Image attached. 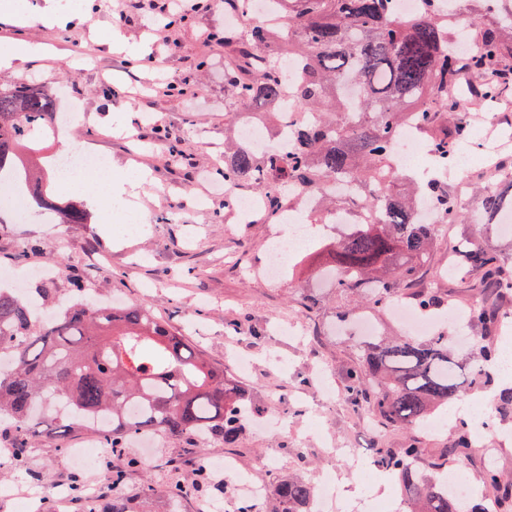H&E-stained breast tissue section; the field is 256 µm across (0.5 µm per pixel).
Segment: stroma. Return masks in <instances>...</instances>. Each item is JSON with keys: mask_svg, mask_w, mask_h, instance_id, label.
I'll return each mask as SVG.
<instances>
[{"mask_svg": "<svg viewBox=\"0 0 512 512\" xmlns=\"http://www.w3.org/2000/svg\"><path fill=\"white\" fill-rule=\"evenodd\" d=\"M159 2L131 0L125 21L116 24L113 0H60L59 9L72 16L61 27L31 21L46 0H0V48L24 42L39 47L16 70L1 71L0 85L43 82L56 94L59 109L76 105L87 115L68 136H55L35 154L37 165L49 167L68 139L80 149L106 154L113 180L135 170L146 175L139 190L141 221L129 228L103 221L101 212L110 198L90 176L78 192L55 182L49 186L62 204L94 197L87 223L48 224L35 215L16 219L0 212V273H16L19 288L26 289L39 282L44 263L55 262L60 300L74 299L71 283L77 280L98 298L117 295L143 303L225 370H232V356H247L251 367L239 381L256 416L279 419L284 428L264 432L246 425L233 448L242 469H255L270 488L291 476L316 486L331 471L340 485L332 512H347L350 503L369 496L395 502L394 512H403L404 493L394 476L322 453L324 440L360 449L367 457L373 448H399L412 438L423 450L420 464L425 467L452 441L459 406L496 400L506 383L471 389L441 407L447 427L439 434L382 427L370 413L351 411L337 401L362 352L354 337L332 331V293L317 285L311 268L323 258L324 239L312 242L284 280L271 283L262 271L269 241L281 232V224L269 218L239 223L214 189L223 180L228 122L224 49L204 37L223 29L224 10L201 11L167 27L159 21ZM84 12L92 14V22H80ZM115 32L125 48L111 46ZM171 83L187 87V94L168 92ZM473 230L470 224H451L436 234L426 282L440 295L475 300L477 293L466 280L438 274L458 240ZM309 294L319 304L307 314L301 299ZM87 437L79 431L61 440L53 427L39 426L38 445L30 449L26 467L0 470V512H16L7 495L12 486L46 488L42 512H83L77 498L61 501L51 492L69 478L111 488L112 473L102 463L75 469L68 461V449L80 447ZM225 451L214 436L194 439L189 446L177 437L162 439L153 459L139 461L119 491L131 495L137 484L151 483L154 490L142 505L144 512H210L217 500L238 512L236 476L219 475L218 491L179 498L159 470L162 460L171 457H184L194 467Z\"/></svg>", "mask_w": 512, "mask_h": 512, "instance_id": "stroma-1", "label": "stroma"}]
</instances>
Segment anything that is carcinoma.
<instances>
[{
  "label": "carcinoma",
  "instance_id": "cac0c4a2",
  "mask_svg": "<svg viewBox=\"0 0 512 512\" xmlns=\"http://www.w3.org/2000/svg\"><path fill=\"white\" fill-rule=\"evenodd\" d=\"M278 21H252L236 34L224 33V93L234 115L248 108L275 107L284 95L316 115L317 123L291 132V146L255 154L238 141L224 147V181L248 185L267 200L268 213L281 214L283 187H321L349 178L360 195L329 204L347 207L353 232L328 250L318 272L336 274L332 286L345 296L359 289L373 308L410 292L421 309L440 300L424 285L435 225L416 216V196L427 193L447 224H461L464 208L442 170L457 144L468 136L457 94L485 105L512 102V0H484L471 17L473 49L459 46L460 32L448 27L440 10L427 7L396 17L388 0H277ZM54 94L33 86L0 87V177L16 181L43 210L56 202L39 191L43 176L25 163L37 142L55 135ZM415 122L428 135L437 171L412 188L392 161L401 127ZM477 212L492 219L506 205L499 191H480ZM67 224H85L77 204L63 209ZM455 266L472 279L480 298L470 304L471 323L480 328L478 356L494 362L498 321L512 312V260L488 252L470 238L458 242ZM55 282L44 281L23 297L0 287V428L20 448L35 436L36 421L50 417L63 431L94 429L95 417L111 424L102 431L107 466L123 474L132 463L126 440L139 433L185 437L217 435L237 442L248 408L242 387L224 366L207 359L186 337L141 303L121 309L79 298L53 320L41 321ZM444 336L425 341L374 338L364 342L362 359L347 373L349 404L366 409L385 426L413 428L433 410L461 395L464 381ZM470 427L460 420L444 457L466 454ZM417 441L402 448H375L371 462L395 475L409 512H482L480 505L456 498L442 487L444 463L424 469ZM172 487L192 496L214 487L205 470L182 479L176 461L162 464ZM482 484L512 512V482L495 468ZM274 512H311L313 488L288 478L272 493Z\"/></svg>",
  "mask_w": 512,
  "mask_h": 512
}]
</instances>
